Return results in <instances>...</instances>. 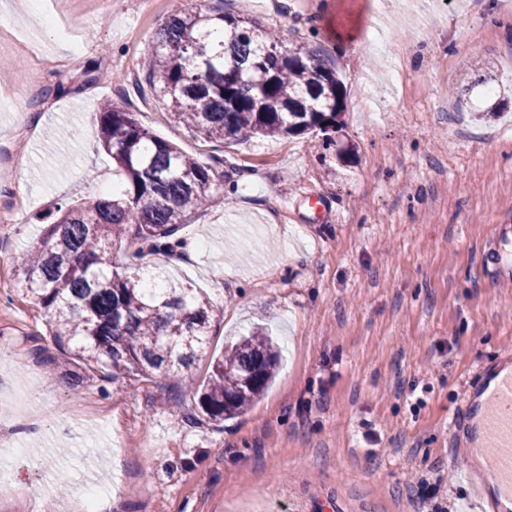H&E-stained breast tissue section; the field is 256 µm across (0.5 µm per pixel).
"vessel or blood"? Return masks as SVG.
Listing matches in <instances>:
<instances>
[{
    "label": "vessel or blood",
    "instance_id": "vessel-or-blood-1",
    "mask_svg": "<svg viewBox=\"0 0 512 512\" xmlns=\"http://www.w3.org/2000/svg\"><path fill=\"white\" fill-rule=\"evenodd\" d=\"M488 260L495 279L512 281L511 224L498 225ZM486 378L483 393L469 398L453 425L470 431L468 450L485 461L484 470L466 476L474 492L473 512H507L512 503V370H492Z\"/></svg>",
    "mask_w": 512,
    "mask_h": 512
}]
</instances>
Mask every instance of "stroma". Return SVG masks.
I'll return each instance as SVG.
<instances>
[{
  "instance_id": "35a3bbf8",
  "label": "stroma",
  "mask_w": 512,
  "mask_h": 512,
  "mask_svg": "<svg viewBox=\"0 0 512 512\" xmlns=\"http://www.w3.org/2000/svg\"><path fill=\"white\" fill-rule=\"evenodd\" d=\"M17 26L46 49L83 44L52 103L26 98L33 63L0 41V163L27 206L0 226V422L41 408L37 430L10 433L25 458L19 494L0 512H76L86 487L108 485L107 512H461L469 458L449 433L487 369L512 354V283L486 253L512 220V10L504 0H224L289 46L319 52L344 77L343 135L355 154L308 135L224 149L220 198L179 232L192 252L150 256L224 309L209 353L263 327L281 350L269 389L242 415L192 417L176 398L202 380L157 384L102 372L80 385L57 369L48 318L18 290L14 253L38 245L52 205L100 193L112 160L97 109L126 102L154 135L207 160L211 143L178 125L142 69L157 29L183 0H12ZM374 27L382 55L337 44L338 28ZM492 77L504 98L477 122L467 86ZM324 198L319 221L303 192Z\"/></svg>"
}]
</instances>
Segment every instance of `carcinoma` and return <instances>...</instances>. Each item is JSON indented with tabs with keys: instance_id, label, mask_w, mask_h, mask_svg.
Returning a JSON list of instances; mask_svg holds the SVG:
<instances>
[{
	"instance_id": "1",
	"label": "carcinoma",
	"mask_w": 512,
	"mask_h": 512,
	"mask_svg": "<svg viewBox=\"0 0 512 512\" xmlns=\"http://www.w3.org/2000/svg\"><path fill=\"white\" fill-rule=\"evenodd\" d=\"M149 82L164 109L186 130L213 144L325 136L340 129L343 82L320 54L290 48L261 22L185 4L156 34L146 53ZM98 140L112 158V191L48 212L44 238L14 258L21 290L49 316L54 341L71 355L65 376L80 380L101 368L117 378L158 383L196 365L210 343L211 323L224 315L208 294L157 270L150 288L138 260L169 255L174 238L217 194V169L154 136L129 108L99 109ZM134 247L118 266L114 247ZM272 341L256 329L224 346L192 391L212 421L247 410L275 373Z\"/></svg>"
}]
</instances>
